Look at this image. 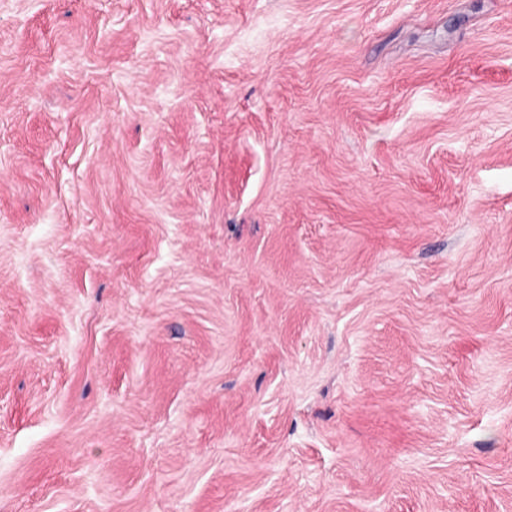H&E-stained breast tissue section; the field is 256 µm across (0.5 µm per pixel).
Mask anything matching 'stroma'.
Instances as JSON below:
<instances>
[{"label":"stroma","instance_id":"obj_1","mask_svg":"<svg viewBox=\"0 0 512 512\" xmlns=\"http://www.w3.org/2000/svg\"><path fill=\"white\" fill-rule=\"evenodd\" d=\"M0 512H512V0H0Z\"/></svg>","mask_w":512,"mask_h":512}]
</instances>
